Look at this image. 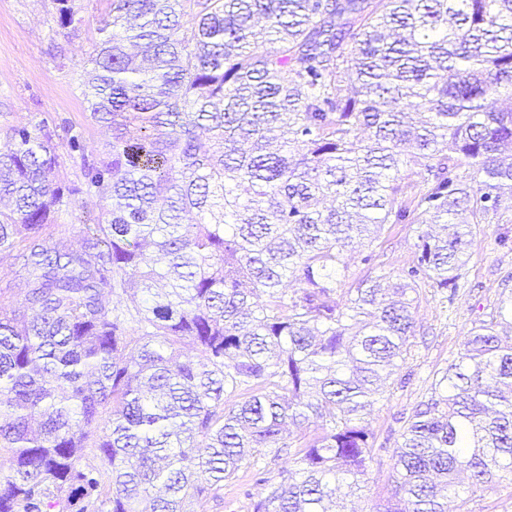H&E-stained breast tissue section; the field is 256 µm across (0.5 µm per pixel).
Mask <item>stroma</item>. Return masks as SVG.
Instances as JSON below:
<instances>
[{"label":"stroma","mask_w":512,"mask_h":512,"mask_svg":"<svg viewBox=\"0 0 512 512\" xmlns=\"http://www.w3.org/2000/svg\"><path fill=\"white\" fill-rule=\"evenodd\" d=\"M81 5L82 25L62 29L56 23L55 0H0V146L12 126L38 120L44 112L82 122L86 105L78 89L80 74L99 39L107 2L81 0ZM419 231L416 224H388L372 245L348 250L347 285L396 275L412 265L419 255ZM506 231L512 232V223L480 225L456 292L419 283L410 351L400 371L384 382L368 417L377 448L359 490L345 497L344 512H371L374 505L390 499L395 442L406 418L430 397L436 378L463 353L473 322L512 295V250L498 243ZM368 254L373 260L367 264L363 258ZM458 493L467 499L470 512H512L510 480L475 487L464 477ZM264 494L246 464L205 502L204 510L253 512L254 500Z\"/></svg>","instance_id":"stroma-1"}]
</instances>
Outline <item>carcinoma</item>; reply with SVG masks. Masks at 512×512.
Returning <instances> with one entry per match:
<instances>
[{
    "mask_svg": "<svg viewBox=\"0 0 512 512\" xmlns=\"http://www.w3.org/2000/svg\"><path fill=\"white\" fill-rule=\"evenodd\" d=\"M99 33L85 123L48 114L0 149L26 287L0 288V512H199L284 453L253 512H332L372 460L408 293L455 291L477 226L512 210V0H109ZM79 199L99 208L74 249L54 235ZM387 224L427 226L417 262L391 297L343 289L344 248ZM508 322L512 296L473 323L370 512H447L461 470L512 479ZM290 425L316 434L294 448Z\"/></svg>",
    "mask_w": 512,
    "mask_h": 512,
    "instance_id": "1",
    "label": "carcinoma"
}]
</instances>
